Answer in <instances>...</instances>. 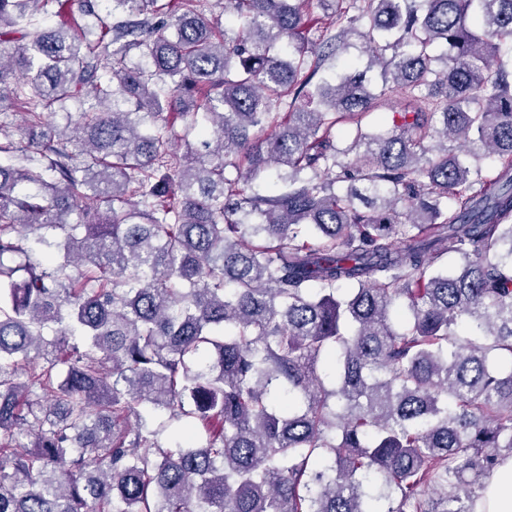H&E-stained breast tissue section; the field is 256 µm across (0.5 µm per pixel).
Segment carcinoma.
I'll list each match as a JSON object with an SVG mask.
<instances>
[{
    "mask_svg": "<svg viewBox=\"0 0 512 512\" xmlns=\"http://www.w3.org/2000/svg\"><path fill=\"white\" fill-rule=\"evenodd\" d=\"M2 154L0 512H472L512 458V0H0ZM352 42L355 44L347 52L344 53V57L337 60V68H336V60H334L333 64L335 65L333 69L325 68L321 70L318 75L313 80V83L320 82L324 79H330V77L335 72L348 71L349 67H357L362 69L366 65L365 57L362 55L359 46V41L356 39H352Z\"/></svg>",
    "mask_w": 512,
    "mask_h": 512,
    "instance_id": "obj_1",
    "label": "carcinoma"
}]
</instances>
